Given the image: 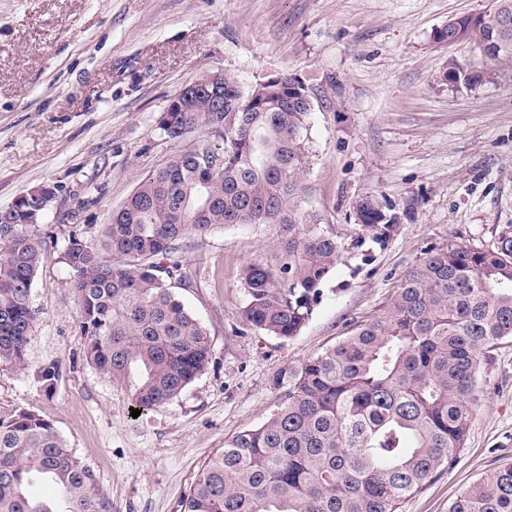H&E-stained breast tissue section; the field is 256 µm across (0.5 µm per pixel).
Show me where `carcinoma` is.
Instances as JSON below:
<instances>
[{"mask_svg":"<svg viewBox=\"0 0 512 512\" xmlns=\"http://www.w3.org/2000/svg\"><path fill=\"white\" fill-rule=\"evenodd\" d=\"M512 0L449 20L436 34H460L481 56L512 67ZM489 71L448 58L443 80L475 89ZM284 82L243 89L212 71L159 118L171 140L207 130L212 142L184 151L141 182L113 211L102 249L78 226L60 262L73 271L83 359L150 410L176 398L211 363L206 329L175 292L173 260L189 235L218 227L274 224L275 264L241 273L246 326L287 340L312 315L339 256L336 239L302 206L309 167L311 96ZM224 102V111L213 100ZM218 151L219 168L196 155ZM55 198L28 195L0 210V364L28 366L35 310L32 286L46 238L37 226ZM360 223L383 241L397 216L376 198L356 203ZM123 259L112 265L107 255ZM512 339V239L488 248L455 240L428 247L397 291L335 346L272 378L277 410L243 431L204 465L182 512H400L463 448L483 358ZM60 368L38 371L45 392ZM56 484L59 504L29 493ZM93 469L55 429L29 411L0 414V512H107ZM448 512H512V457L462 491Z\"/></svg>","mask_w":512,"mask_h":512,"instance_id":"cac0c4a2","label":"carcinoma"}]
</instances>
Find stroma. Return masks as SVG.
I'll return each instance as SVG.
<instances>
[{
  "label": "stroma",
  "mask_w": 512,
  "mask_h": 512,
  "mask_svg": "<svg viewBox=\"0 0 512 512\" xmlns=\"http://www.w3.org/2000/svg\"><path fill=\"white\" fill-rule=\"evenodd\" d=\"M488 0H0V207L57 186L39 225L49 237L32 286L28 367L0 366V412L50 420L95 471L111 512H180L205 461L261 424L278 369L320 355L373 315L432 244L481 248L512 236V67L469 90L448 85L438 41ZM243 87L278 74L310 90L303 206L340 246L311 318L292 339L246 327L245 264L272 261L278 229L220 227L182 242L178 294L206 329L208 368L170 402L131 416L128 392L81 358L72 271L59 260L77 210L99 244L113 209L142 180L209 135L167 138L158 118L211 71ZM375 196L399 217L385 242L359 223ZM58 363L46 394L36 373ZM512 456V339L480 368L455 464L402 505L448 512L455 496Z\"/></svg>",
  "instance_id": "obj_1"
}]
</instances>
